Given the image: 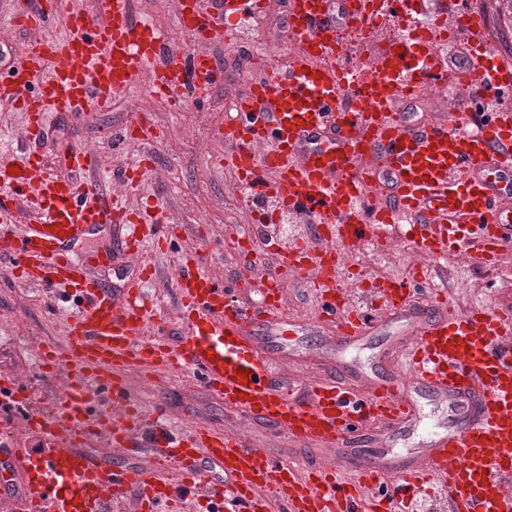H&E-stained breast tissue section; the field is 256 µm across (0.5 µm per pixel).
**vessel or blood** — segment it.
I'll list each match as a JSON object with an SVG mask.
<instances>
[{"label":"vessel or blood","instance_id":"obj_1","mask_svg":"<svg viewBox=\"0 0 512 512\" xmlns=\"http://www.w3.org/2000/svg\"><path fill=\"white\" fill-rule=\"evenodd\" d=\"M204 11L197 0H177L179 21L191 41L182 53L166 52L161 34L132 23L129 0H97L94 12L69 0H44L39 10L19 9L21 19L40 29L63 20L52 39H34L22 51L24 63L0 75V103L27 112L26 143L41 136L43 116L67 112L81 118L87 108L107 105L134 90L142 73L154 70L153 91L177 86L196 91L223 82L224 71L197 42L229 34L237 23L257 17L260 0H212ZM408 0H362L336 20L330 0H289V36L297 40L288 68L269 69L256 85L237 95L240 123L227 131L230 160L243 185L277 200L289 214L309 218L331 238L319 254L296 243L288 266L312 281L324 317L335 322L334 341L346 348L368 334L374 314L354 310L335 284L344 254L368 238L386 236L404 221L432 258L455 251L465 263L490 267L512 245V61L491 54L484 13L451 11L478 63L452 75L441 66L430 32L410 28L367 68L335 64L342 28H367L378 16L402 19ZM456 79L464 92L452 110L466 130L434 122L411 129L389 111L426 85ZM330 139L311 147L322 133ZM381 150L383 168L366 155ZM74 167L88 170L91 151L78 147ZM395 181V208L373 207V184L381 172ZM18 192L31 217L24 239L7 230L13 209L0 207V253L13 257L20 281L59 289L77 311L63 345L40 354L66 372L57 406L14 381L0 382V410L38 408L27 425L45 450L33 452L12 431H0V465L22 485L0 494L6 512H111L129 490L140 494V512H158L181 494H212L209 474L220 469L228 500L213 512H391L410 505L421 482L433 480L444 494L441 512H512V307L471 305L427 327H414L394 353L401 373L392 382L368 381L366 392L335 378L306 383L301 399L283 398L269 385L272 358L245 334L267 323L275 292L261 306L227 303L224 291L201 272L202 255L189 256L177 273L187 308L199 317L177 346L141 336V286L128 282L122 295L92 282L67 247L92 229L120 224L126 211L103 197L96 175L80 185L56 178L40 157H0V191ZM462 230L457 241L449 234ZM409 290L389 282L374 297L398 314ZM188 367L247 418L272 424L294 446H317L307 478L260 445L237 434L200 428L179 436L148 423L119 373L125 367ZM447 400L464 412L463 422L436 431L419 455L405 461L382 451L340 453L337 441L355 424L374 421L388 430L416 421L414 387ZM124 410L109 418L101 405ZM131 453L151 449L156 461L121 470L105 468L81 452L89 440Z\"/></svg>","mask_w":512,"mask_h":512}]
</instances>
